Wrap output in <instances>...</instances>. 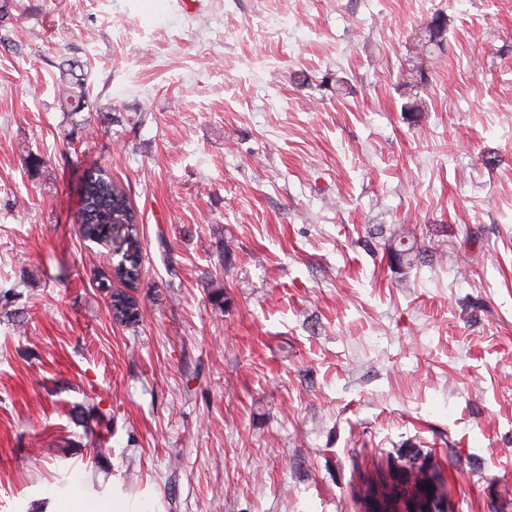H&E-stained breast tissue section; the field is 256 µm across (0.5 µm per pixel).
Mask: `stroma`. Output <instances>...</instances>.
I'll return each instance as SVG.
<instances>
[{
  "mask_svg": "<svg viewBox=\"0 0 512 512\" xmlns=\"http://www.w3.org/2000/svg\"><path fill=\"white\" fill-rule=\"evenodd\" d=\"M9 4L0 512H362L388 465L512 512V0ZM100 168L139 217L127 326L78 233ZM400 225L411 267L379 237ZM443 13L436 12L426 22L414 32L412 56L407 60V67L402 73L403 85L409 87L410 91L416 90L414 93L415 101L404 106L422 111V99L417 97L420 89H423L428 77L424 79L425 73H428L430 67L434 64L436 58L443 50L444 34L436 36L431 28V23L436 17H440ZM73 66L62 70L65 91L58 101L60 112H82L86 105V82L84 76L76 75ZM388 249L399 261L411 267L420 256L421 247L418 246L414 231L401 227L396 230L390 239Z\"/></svg>",
  "mask_w": 512,
  "mask_h": 512,
  "instance_id": "1",
  "label": "stroma"
}]
</instances>
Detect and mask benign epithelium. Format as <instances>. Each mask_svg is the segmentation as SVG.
<instances>
[{
	"label": "benign epithelium",
	"instance_id": "benign-epithelium-1",
	"mask_svg": "<svg viewBox=\"0 0 512 512\" xmlns=\"http://www.w3.org/2000/svg\"><path fill=\"white\" fill-rule=\"evenodd\" d=\"M367 512H448V502L437 484L415 485L408 474L390 472L374 478Z\"/></svg>",
	"mask_w": 512,
	"mask_h": 512
}]
</instances>
